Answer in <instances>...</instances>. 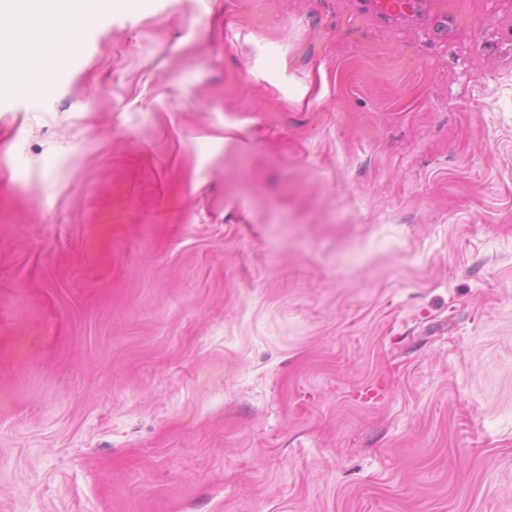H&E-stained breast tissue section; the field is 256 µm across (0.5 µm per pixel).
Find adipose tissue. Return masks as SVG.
I'll use <instances>...</instances> for the list:
<instances>
[{
	"label": "adipose tissue",
	"instance_id": "1",
	"mask_svg": "<svg viewBox=\"0 0 512 512\" xmlns=\"http://www.w3.org/2000/svg\"><path fill=\"white\" fill-rule=\"evenodd\" d=\"M113 0H0V95L38 96L53 84L61 55L79 49L85 29Z\"/></svg>",
	"mask_w": 512,
	"mask_h": 512
}]
</instances>
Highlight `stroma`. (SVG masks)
<instances>
[{
  "instance_id": "stroma-1",
  "label": "stroma",
  "mask_w": 512,
  "mask_h": 512,
  "mask_svg": "<svg viewBox=\"0 0 512 512\" xmlns=\"http://www.w3.org/2000/svg\"><path fill=\"white\" fill-rule=\"evenodd\" d=\"M137 0L0 108V512H512V0ZM368 9L380 18H400L416 15L427 9L430 2L426 0H370Z\"/></svg>"
}]
</instances>
